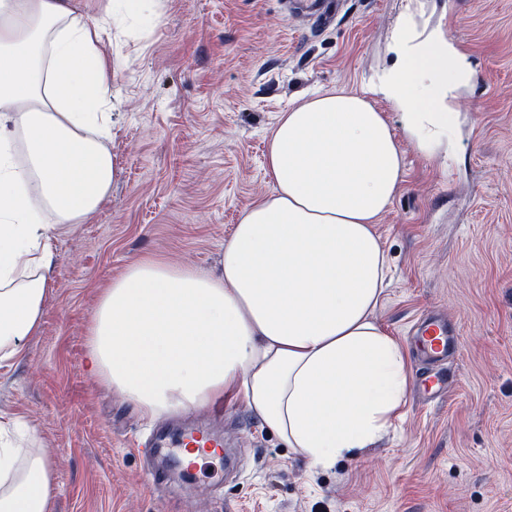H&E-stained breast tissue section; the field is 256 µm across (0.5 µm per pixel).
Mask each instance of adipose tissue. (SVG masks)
<instances>
[{"label":"adipose tissue","instance_id":"obj_1","mask_svg":"<svg viewBox=\"0 0 512 512\" xmlns=\"http://www.w3.org/2000/svg\"><path fill=\"white\" fill-rule=\"evenodd\" d=\"M141 0L89 15L73 0H0V364L43 317L52 252L35 202L80 224L116 176L103 37ZM395 60L361 91H317L271 131L273 191L253 203L210 276L148 259L104 289L90 330L91 369L154 417L227 397L326 470L372 447L406 393L410 370L376 311L389 260L375 230L404 180V154L374 106L382 96L430 150L452 114L465 62L441 35L402 16ZM23 130L29 164L14 160ZM0 421V512H50L43 452L21 453Z\"/></svg>","mask_w":512,"mask_h":512}]
</instances>
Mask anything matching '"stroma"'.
<instances>
[{
    "mask_svg": "<svg viewBox=\"0 0 512 512\" xmlns=\"http://www.w3.org/2000/svg\"><path fill=\"white\" fill-rule=\"evenodd\" d=\"M324 27L291 0H148L112 57L118 174L84 223L57 225L40 330L0 366V418L28 426L54 472L53 512H512V0H338ZM443 34L471 73L433 152L377 106L405 157L376 231L389 258L378 316L412 375L408 331L442 313L461 348L445 397L408 389L375 448L314 471L241 401L146 419L94 375L89 329L103 288L144 258L220 275L242 213L273 190L281 112L319 88L357 90L393 55L395 25ZM219 432L231 462L205 458L185 484L144 457L157 424Z\"/></svg>",
    "mask_w": 512,
    "mask_h": 512,
    "instance_id": "1",
    "label": "stroma"
}]
</instances>
